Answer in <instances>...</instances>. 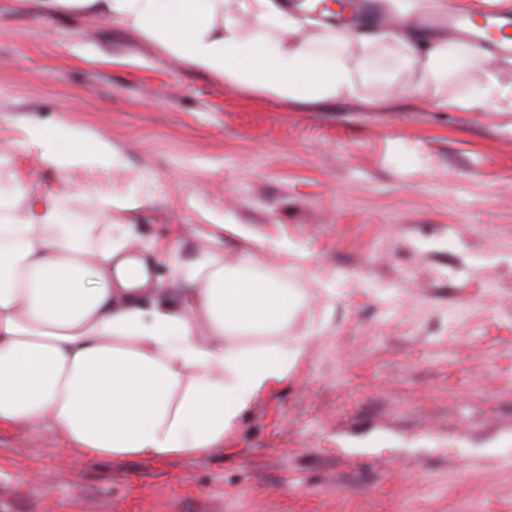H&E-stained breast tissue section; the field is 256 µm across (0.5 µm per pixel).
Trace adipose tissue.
<instances>
[{
  "label": "adipose tissue",
  "mask_w": 512,
  "mask_h": 512,
  "mask_svg": "<svg viewBox=\"0 0 512 512\" xmlns=\"http://www.w3.org/2000/svg\"><path fill=\"white\" fill-rule=\"evenodd\" d=\"M42 0L45 14L118 23L194 70L309 103L356 97L358 55L385 45L419 86L447 82L480 52L419 29L420 0H380L398 25L371 36L318 23L285 0ZM444 110L512 112L498 68L481 89L441 98ZM60 172L111 153L87 130L32 126ZM216 224L201 247L181 233L138 245L132 224H69L29 190L0 153V426L58 432L108 457L194 456L223 443L264 393L292 376L285 342L304 295L260 251L224 258ZM168 280L152 277L155 265Z\"/></svg>",
  "instance_id": "adipose-tissue-1"
}]
</instances>
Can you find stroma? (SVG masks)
I'll return each mask as SVG.
<instances>
[{
  "instance_id": "obj_1",
  "label": "stroma",
  "mask_w": 512,
  "mask_h": 512,
  "mask_svg": "<svg viewBox=\"0 0 512 512\" xmlns=\"http://www.w3.org/2000/svg\"><path fill=\"white\" fill-rule=\"evenodd\" d=\"M418 86L383 50L355 98L300 103L194 71L119 25L0 0V147L90 223L141 240L240 224L306 296L302 361L217 448L105 458L0 427V512H512V116L442 111L484 67ZM118 152L60 175L26 130Z\"/></svg>"
}]
</instances>
